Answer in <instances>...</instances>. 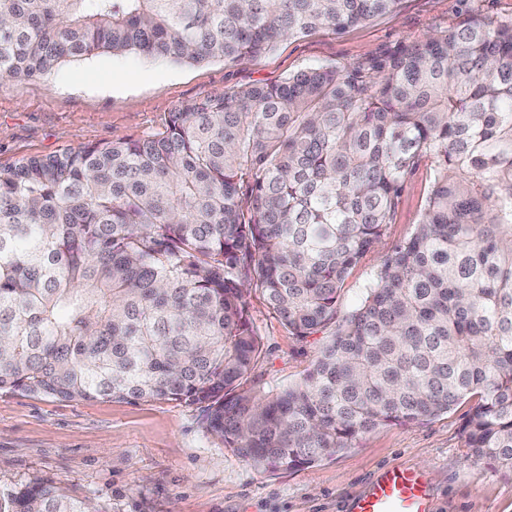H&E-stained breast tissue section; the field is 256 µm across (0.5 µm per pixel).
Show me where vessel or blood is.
I'll list each match as a JSON object with an SVG mask.
<instances>
[{
    "label": "vessel or blood",
    "instance_id": "vessel-or-blood-1",
    "mask_svg": "<svg viewBox=\"0 0 512 512\" xmlns=\"http://www.w3.org/2000/svg\"><path fill=\"white\" fill-rule=\"evenodd\" d=\"M428 486L419 471L404 466L383 469L356 498L353 512H432Z\"/></svg>",
    "mask_w": 512,
    "mask_h": 512
}]
</instances>
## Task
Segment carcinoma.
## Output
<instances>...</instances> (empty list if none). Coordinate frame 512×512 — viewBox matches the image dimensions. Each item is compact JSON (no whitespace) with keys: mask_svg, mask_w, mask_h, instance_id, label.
<instances>
[{"mask_svg":"<svg viewBox=\"0 0 512 512\" xmlns=\"http://www.w3.org/2000/svg\"><path fill=\"white\" fill-rule=\"evenodd\" d=\"M401 0H0V79L85 56L256 61ZM434 170L413 236L338 317L350 270ZM330 336L264 391L252 288ZM202 408L258 473L472 405L467 457L512 475V19L477 14L369 68L208 95L143 139L0 169V390ZM0 512H100L41 479Z\"/></svg>","mask_w":512,"mask_h":512,"instance_id":"cac0c4a2","label":"carcinoma"}]
</instances>
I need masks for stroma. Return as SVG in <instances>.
Listing matches in <instances>:
<instances>
[{
    "label": "stroma",
    "instance_id": "1",
    "mask_svg": "<svg viewBox=\"0 0 512 512\" xmlns=\"http://www.w3.org/2000/svg\"><path fill=\"white\" fill-rule=\"evenodd\" d=\"M512 19V0H479ZM470 0H402L397 12L337 34L318 29L277 44L257 61L177 64L99 54L0 85V168L88 144L136 140L162 130L170 112L212 94L275 83L313 65L366 67L400 45L456 25ZM432 173L409 178L380 250L411 237ZM379 252L349 274L340 309L373 282ZM249 307L263 341L255 376L269 386L299 380L324 335H289L260 291ZM460 404L422 425H390L318 465L259 473L201 427L200 408L167 401H61L0 391V489L48 478L97 502L102 512H348L386 466L424 474L433 512H512V475L468 460Z\"/></svg>",
    "mask_w": 512,
    "mask_h": 512
}]
</instances>
